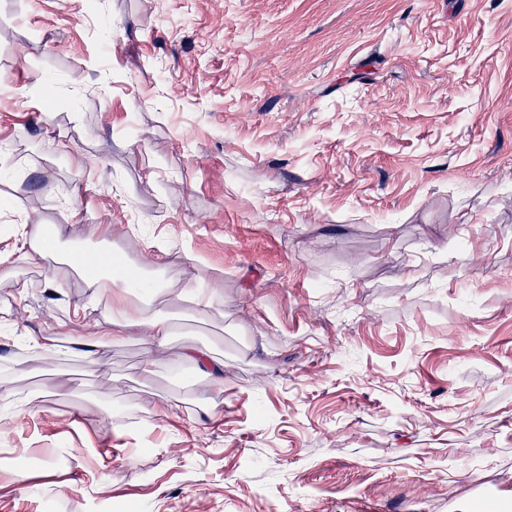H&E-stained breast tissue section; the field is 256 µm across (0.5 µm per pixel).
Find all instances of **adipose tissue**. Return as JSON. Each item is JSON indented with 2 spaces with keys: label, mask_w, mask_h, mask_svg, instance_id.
<instances>
[{
  "label": "adipose tissue",
  "mask_w": 512,
  "mask_h": 512,
  "mask_svg": "<svg viewBox=\"0 0 512 512\" xmlns=\"http://www.w3.org/2000/svg\"><path fill=\"white\" fill-rule=\"evenodd\" d=\"M123 247L114 241L101 239L97 248L74 250L64 254L63 264L75 270L87 271L86 284L95 288L102 279L112 280V320L108 327L99 329L93 335L73 341L75 351L92 355L110 342L125 340L132 326L146 325L151 343L168 342L172 327L166 309L171 295L193 301L198 312H207L213 306V298L205 290L194 288L191 283L182 282L180 273L172 265L159 264L156 272L147 267L125 265L113 268L111 260L120 258Z\"/></svg>",
  "instance_id": "ef3b65f1"
}]
</instances>
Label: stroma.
I'll return each instance as SVG.
<instances>
[{
	"label": "stroma",
	"instance_id": "1",
	"mask_svg": "<svg viewBox=\"0 0 512 512\" xmlns=\"http://www.w3.org/2000/svg\"><path fill=\"white\" fill-rule=\"evenodd\" d=\"M25 218L215 307L36 370L111 294L15 262L0 512H512V0H0ZM190 282H185L179 289L177 298L193 301L196 310L205 314L213 306V297L203 289H194ZM183 358L196 365L199 370L213 379L214 383L220 384V372H222L214 363L211 361L207 351L203 348H192L185 351Z\"/></svg>",
	"mask_w": 512,
	"mask_h": 512
}]
</instances>
